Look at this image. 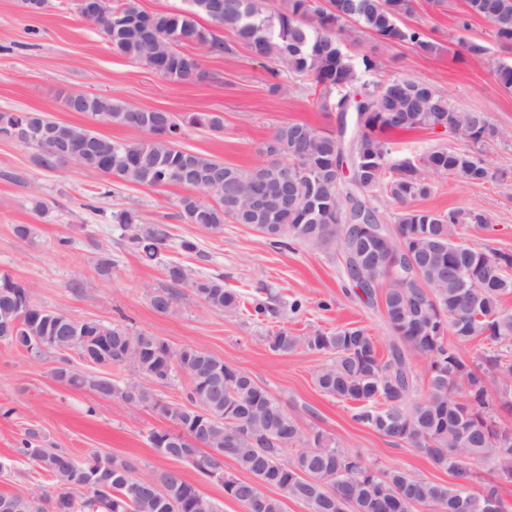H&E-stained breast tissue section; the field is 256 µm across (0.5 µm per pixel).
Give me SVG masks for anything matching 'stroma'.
<instances>
[{
  "label": "stroma",
  "instance_id": "35a3bbf8",
  "mask_svg": "<svg viewBox=\"0 0 512 512\" xmlns=\"http://www.w3.org/2000/svg\"><path fill=\"white\" fill-rule=\"evenodd\" d=\"M465 10V0H415L408 22L440 45V53L431 57L408 44L383 45L353 26L344 31L342 41L351 54L372 56L378 64L376 70L360 73L362 82L422 79L447 92L457 108L488 115L498 131L496 140L483 147L493 178L479 185L435 178L433 194L421 205L439 212L453 207L484 210L487 228L464 230V239L478 249L512 253V93L502 89L494 74L496 61L512 58V52L496 43L487 20L473 17L467 36L488 46L489 53L482 58L460 54L457 25ZM223 37L233 44V53L201 55L204 77L172 82L113 51L103 31L79 15L76 0H48L36 14L27 13L21 0H0V111L40 112L113 140H133L140 132L64 111L62 93L116 97L136 108L179 116L220 112L223 132L188 125L179 144L243 169L267 162L265 147L282 123L335 129V113L321 111L309 90L291 85L272 92V61L253 58L231 32ZM386 140L396 158L461 146L450 135L430 129L394 131ZM36 154L35 147L0 141V274L32 287L40 305L73 319L119 322L131 332L224 359L277 396L303 430L319 429L341 450L360 455L378 470L399 468L417 478L451 482V475L413 449L357 424L351 404L317 388L314 375L326 356L270 349L269 336L282 328L303 336L361 327L386 341L382 304L366 305L346 291L338 258L298 243L275 249L247 224L214 231L184 223L177 216V203L186 188L121 186L75 163L46 170L36 164ZM39 201L46 205L41 214L34 210ZM121 209L135 210L167 229L160 260L147 261L125 247L112 222L113 212ZM17 224L30 225L28 238L15 235ZM184 238L196 242L197 252L180 251L178 243ZM105 256L114 262L106 277L97 272V262ZM169 261L181 262L195 275H223L225 287L241 292L245 310L231 314L207 308L183 285L174 310L156 312L150 295L165 286L164 265ZM81 281L87 291L75 293L73 286ZM296 300L304 305L297 315L290 311ZM256 302L267 306L266 314L251 312ZM58 363L56 352L36 357L0 342V493L32 497L49 484L44 472L14 452L22 434L35 430L50 447L65 449L79 460L96 453L130 460L142 474L181 470L199 491L221 502L224 512H244L241 503L225 497L221 484L158 455L146 443L149 430L166 427L162 416L58 384L53 378Z\"/></svg>",
  "mask_w": 512,
  "mask_h": 512
}]
</instances>
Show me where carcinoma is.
Instances as JSON below:
<instances>
[{
	"mask_svg": "<svg viewBox=\"0 0 512 512\" xmlns=\"http://www.w3.org/2000/svg\"><path fill=\"white\" fill-rule=\"evenodd\" d=\"M179 12L147 13L137 0L103 3L112 25L100 29L112 49L171 81L203 75L199 59L185 48L197 46L212 56L233 51L224 38L203 26L205 17L231 31L253 56L276 62L273 78L287 75L318 91L324 112L338 114L337 130L307 123H283L266 146L274 161L243 170L211 156L185 150L171 138L183 124L224 131L221 112L178 118L162 110H138L112 97L65 93L77 112L143 132L136 141H117L88 129L92 144H76L82 167L118 183L152 188L181 186L206 193L212 172L224 186L208 202L195 194L181 197L179 218L186 224L221 230L224 224H250L274 248L298 242L341 256L343 275L352 290L372 302L386 279L374 276V238L366 230L392 238L404 262L414 260L416 275L400 288L384 292L388 347L361 327L296 336L280 329L269 337L271 350L298 349L329 357L315 374L317 388L340 402L354 404L353 420L397 445H406L453 476L451 484L415 478L392 469L377 471L360 457L336 447L318 429L304 432L281 402L247 372L204 350L174 347L164 339L133 333L119 322L75 320L37 303L32 288L0 276V341L35 356L75 350L95 371L82 372L60 357L53 378L71 387H88L102 397L132 400L163 415L171 427L152 429L147 441L161 456L177 459L206 479L224 486V494L250 502V512H286L285 500L307 505L308 512H507L493 489L477 492L472 467L492 463L497 477L512 483V429L496 421L486 400L497 388L499 410L512 415V311L502 298L512 294V254L483 251L462 240L461 229L482 230L486 214L477 209L437 212L417 208L433 185L424 170L435 169L463 184L491 177L487 163L468 148L437 147L420 160L390 159L384 131L431 129L454 123L460 137L474 145L493 140L497 131L481 112L448 110V95L414 78H394L372 87L359 84L360 72L376 69L374 59L349 55L339 35L347 26L376 36L386 45L410 44L423 56L440 46L404 18L414 0H187ZM480 17L493 27L498 44L512 46V0H466V18ZM499 85L512 92V64L495 66ZM35 123L53 127L58 137L82 127L49 119L41 112L0 111V139ZM286 163L295 173L293 195H283L272 171ZM397 205L395 222L385 221L380 198ZM127 246L153 261L167 232L133 210L112 213ZM168 285L150 296L151 307L166 313L176 304L178 288L191 283L195 296L211 309L241 310V295L224 287V277H194L179 262L165 267ZM456 344H448L447 333ZM479 337L491 346L466 359L459 345ZM428 360L430 390L419 395L413 359ZM108 368H127L124 381L107 376ZM185 378L182 401L168 402L155 386ZM224 420V435L205 442L252 476L242 481L224 475L223 463L189 440L210 419ZM295 449L291 460L286 450ZM16 453L53 481L40 498L0 493V512H223L178 471L136 473L124 458L95 454L76 460L59 448H46L33 430L25 432ZM274 487L276 498L265 493Z\"/></svg>",
	"mask_w": 512,
	"mask_h": 512,
	"instance_id": "obj_1",
	"label": "carcinoma"
}]
</instances>
